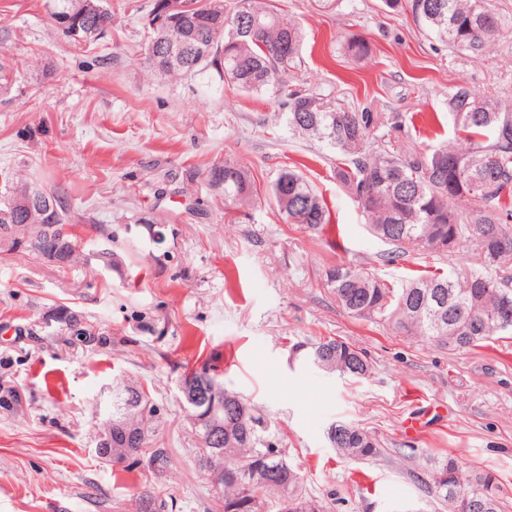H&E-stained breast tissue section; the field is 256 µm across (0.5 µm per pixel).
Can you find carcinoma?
Returning a JSON list of instances; mask_svg holds the SVG:
<instances>
[{"label": "carcinoma", "mask_w": 512, "mask_h": 512, "mask_svg": "<svg viewBox=\"0 0 512 512\" xmlns=\"http://www.w3.org/2000/svg\"><path fill=\"white\" fill-rule=\"evenodd\" d=\"M191 8L180 28L168 32L182 39L175 60L147 47L144 68L148 75L166 82L201 75L209 70L245 92L273 89L286 109L287 122L297 133L312 136L336 152V178L366 216L371 235L395 247L388 261L407 250L422 259L443 256L459 247L474 248L479 270L467 273L415 277L400 288L349 263L323 270L322 278L336 296L337 304L355 318L388 321L406 336L430 341L450 350H470L499 335L512 334V113L498 101L466 85L448 97V116L463 136L422 154L404 153L392 141L398 125L382 112H357L329 103L327 96L288 84L300 50L298 28L277 12L270 0H224V14L209 9V0H189ZM100 11L82 16L77 0H47V14L64 40L85 46L97 45L112 29L116 8L111 0H95ZM392 10H408L424 30L449 47L480 58L506 29L512 17L498 13L491 0H385ZM73 14L67 28L57 26V16ZM11 31L0 29V97L9 94L21 78L19 62L6 56ZM8 195L0 200V245L22 249L30 255L55 248L61 237L74 240V217L58 195L50 193L42 205L59 211L56 226L39 239L37 249L20 246L7 238L9 226L21 224L20 208L9 207L15 199L26 201L31 184L17 175L5 176ZM211 186L224 189V203L244 202L251 193L247 173L226 163L211 169ZM271 194L291 224L324 231L330 211L307 179L286 167L272 182ZM66 345H101L106 338L75 317L72 311L59 316ZM312 350L323 354L321 367L344 378L366 379L372 364L352 344L325 338ZM191 375L207 377L216 386L218 404L213 410L189 406L198 441V465L218 475V493L224 512H267L277 499L278 512H295L298 500L321 501L301 490L298 469L277 451L267 434L268 421L257 406L224 389L211 369ZM243 406V411L230 406ZM157 413L150 390L136 382L117 378L112 386V419L100 439L131 449L124 459L162 474L170 466L168 449L151 446L149 433ZM221 429V449L205 441L208 430ZM336 452L344 459L375 460L383 454L380 440L371 431L352 423L336 424ZM267 469L277 471L272 483L255 479ZM428 494L445 512H467L464 503L478 497L484 512H502L495 478L490 474L464 475L450 458L432 473ZM152 512H171L173 506L160 496L139 498L137 512L145 503Z\"/></svg>", "instance_id": "cac0c4a2"}]
</instances>
